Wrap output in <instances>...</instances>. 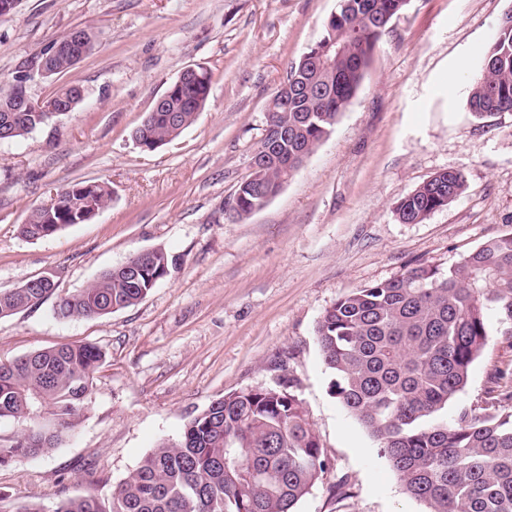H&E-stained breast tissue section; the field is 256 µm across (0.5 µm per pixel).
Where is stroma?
<instances>
[{
  "mask_svg": "<svg viewBox=\"0 0 512 512\" xmlns=\"http://www.w3.org/2000/svg\"><path fill=\"white\" fill-rule=\"evenodd\" d=\"M337 0H20L0 21V86L45 44L87 29L95 47L70 72L34 81L44 99L80 84L84 100L26 138L0 143V290L53 276L58 296L132 255L159 248L169 275L135 306L62 319L55 298L0 319V362L60 342L105 354L74 433L49 453L0 467V512L28 501L53 512L109 495L189 415L281 373L318 434L329 470L296 512H427L408 497L373 439L330 392L316 337L343 295L418 264L448 268L486 239L512 234V112L468 106L512 0H411L382 37L356 97L321 146L266 207L228 208L251 173L267 103L289 66L319 41ZM189 67L211 75L207 107L153 151L132 133ZM454 169L466 191L419 224L399 199ZM99 181L110 205L91 222L30 241L20 233L57 188ZM456 399L498 391L512 337L496 319Z\"/></svg>",
  "mask_w": 512,
  "mask_h": 512,
  "instance_id": "obj_1",
  "label": "stroma"
}]
</instances>
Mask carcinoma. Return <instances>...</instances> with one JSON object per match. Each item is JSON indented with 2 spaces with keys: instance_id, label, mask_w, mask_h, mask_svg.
Returning a JSON list of instances; mask_svg holds the SVG:
<instances>
[{
  "instance_id": "1",
  "label": "carcinoma",
  "mask_w": 512,
  "mask_h": 512,
  "mask_svg": "<svg viewBox=\"0 0 512 512\" xmlns=\"http://www.w3.org/2000/svg\"><path fill=\"white\" fill-rule=\"evenodd\" d=\"M411 0H339L318 41L325 63L305 68L299 84L318 93L308 104L297 94L288 107L268 112L258 156L283 132L275 157L244 181L231 211L243 219L280 191L287 170H297L327 138L364 79L389 21ZM40 52L52 75L78 59L56 50ZM28 68L0 86V120L14 119L7 140H20L49 121L45 112L2 108L29 93ZM211 75L171 84L165 99L146 113L134 132L153 151L190 127L209 100ZM53 97L74 105L83 92L64 86ZM468 105L479 118L512 112V9L502 18ZM466 180L443 170L402 197L399 222L418 224L462 196ZM111 190L78 181L55 192L31 212L21 234L49 238L85 224L111 201ZM168 255L154 250L145 274L131 282L118 268L87 288L59 299L64 318H101L133 306L169 273ZM53 288L0 291V319L42 304ZM512 336V235L485 240L460 262L441 269L418 265L403 274L340 297L323 314L317 341L332 376L331 393L377 443L404 493L427 512H512V384L483 405H463L447 421L442 413L467 387L473 363L489 336L488 315ZM105 354L89 343L61 342L13 361L0 362V422L17 426L0 433V466L21 456L59 447L91 402ZM296 382L247 388L212 402L184 425L180 439L162 443L112 487L62 501L54 512H296V506L328 471L319 435L312 428Z\"/></svg>"
}]
</instances>
